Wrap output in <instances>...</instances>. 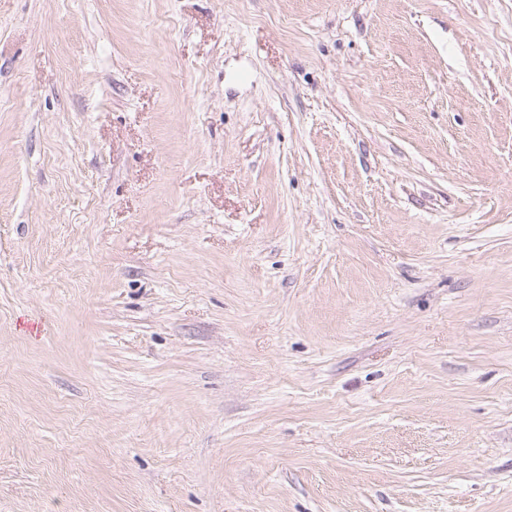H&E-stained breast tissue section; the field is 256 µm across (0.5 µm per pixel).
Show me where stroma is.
<instances>
[{
    "label": "stroma",
    "instance_id": "35a3bbf8",
    "mask_svg": "<svg viewBox=\"0 0 512 512\" xmlns=\"http://www.w3.org/2000/svg\"><path fill=\"white\" fill-rule=\"evenodd\" d=\"M0 512H512V0H0Z\"/></svg>",
    "mask_w": 512,
    "mask_h": 512
}]
</instances>
